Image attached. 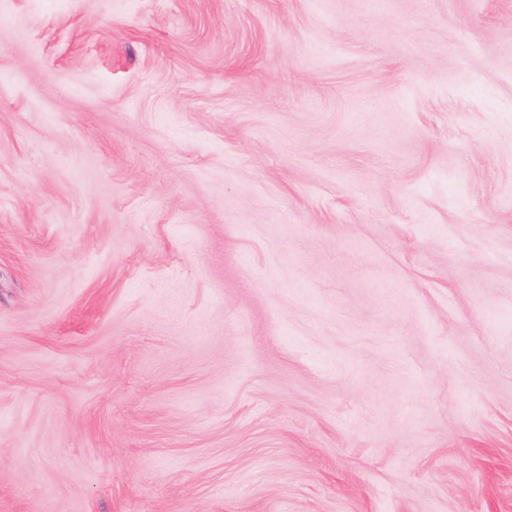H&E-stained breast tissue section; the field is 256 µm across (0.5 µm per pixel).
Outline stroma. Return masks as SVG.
I'll return each instance as SVG.
<instances>
[{
  "instance_id": "obj_1",
  "label": "stroma",
  "mask_w": 512,
  "mask_h": 512,
  "mask_svg": "<svg viewBox=\"0 0 512 512\" xmlns=\"http://www.w3.org/2000/svg\"><path fill=\"white\" fill-rule=\"evenodd\" d=\"M0 512H512V0H0Z\"/></svg>"
}]
</instances>
